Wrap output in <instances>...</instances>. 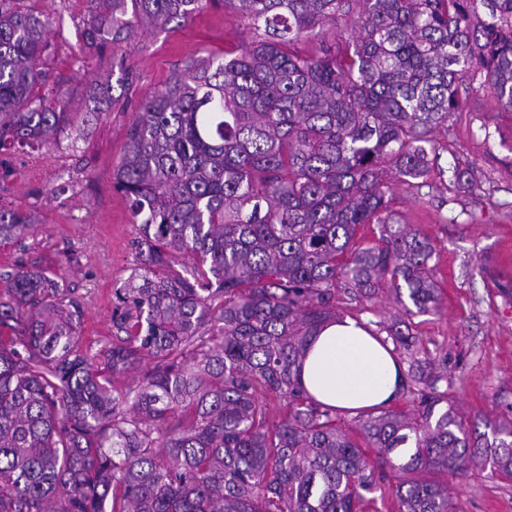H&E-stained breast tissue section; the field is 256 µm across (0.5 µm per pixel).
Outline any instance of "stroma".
<instances>
[{"mask_svg":"<svg viewBox=\"0 0 512 512\" xmlns=\"http://www.w3.org/2000/svg\"><path fill=\"white\" fill-rule=\"evenodd\" d=\"M32 2L55 19L43 94L70 90L71 109L81 111L89 84L108 77L115 101L77 141L64 137L52 148L0 155L8 171L0 176V206L26 212L34 223L26 237L0 245V290L8 274L24 267L58 281L80 304L78 351L100 368L104 349L119 338L114 293L140 263V228L112 178L135 115L190 58L241 51L255 34L246 20L211 2L186 24H138L103 56L85 57L77 46L87 0ZM433 138L441 172H430L419 188L394 186L390 206L402 223L433 239L439 304L414 316L417 344L395 355L404 368L434 358L437 389L460 414L512 419V110L472 86ZM457 166L466 169L473 192L458 188ZM337 312L381 337L399 307L382 291L368 302H339ZM448 484L461 512H512V482L490 472L452 475Z\"/></svg>","mask_w":512,"mask_h":512,"instance_id":"stroma-1","label":"stroma"}]
</instances>
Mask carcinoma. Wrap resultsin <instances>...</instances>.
I'll list each match as a JSON object with an SVG mask.
<instances>
[{
	"mask_svg": "<svg viewBox=\"0 0 512 512\" xmlns=\"http://www.w3.org/2000/svg\"><path fill=\"white\" fill-rule=\"evenodd\" d=\"M207 0H89L82 49L133 23L181 25ZM259 32L238 53L192 59L131 125L116 186L140 225L141 262L116 291L120 343L96 369L77 351L80 307L41 271L0 293V512H365L390 479L396 512H460L441 476L512 481V420L470 421L436 388L432 360L409 413L359 418L304 391L297 367L337 319L336 293L395 295L396 347L436 309L429 237L390 210L438 157L433 130L463 106L462 78L512 109V0H224ZM344 22L352 38L321 39ZM53 17L0 0V154L58 143L86 110L40 94ZM381 225L373 245L360 227ZM0 208V242L27 236ZM188 252L193 266L175 268ZM153 367L118 392L107 374ZM285 401L276 421L258 395ZM484 431H479V428ZM375 448L382 470L369 462ZM389 471H384V468Z\"/></svg>",
	"mask_w": 512,
	"mask_h": 512,
	"instance_id": "cac0c4a2",
	"label": "carcinoma"
}]
</instances>
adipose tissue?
<instances>
[{
	"instance_id": "adipose-tissue-1",
	"label": "adipose tissue",
	"mask_w": 512,
	"mask_h": 512,
	"mask_svg": "<svg viewBox=\"0 0 512 512\" xmlns=\"http://www.w3.org/2000/svg\"><path fill=\"white\" fill-rule=\"evenodd\" d=\"M300 379L316 402L356 414L390 406L400 394L402 371L389 347L347 317L313 337Z\"/></svg>"
}]
</instances>
